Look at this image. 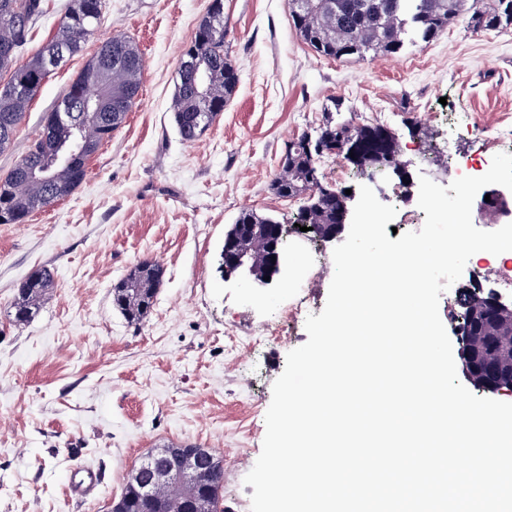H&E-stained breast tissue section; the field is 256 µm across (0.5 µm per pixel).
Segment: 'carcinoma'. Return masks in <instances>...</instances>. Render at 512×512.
Instances as JSON below:
<instances>
[{
    "instance_id": "carcinoma-1",
    "label": "carcinoma",
    "mask_w": 512,
    "mask_h": 512,
    "mask_svg": "<svg viewBox=\"0 0 512 512\" xmlns=\"http://www.w3.org/2000/svg\"><path fill=\"white\" fill-rule=\"evenodd\" d=\"M43 0H0V152L12 142L32 100L38 95L54 68L47 66L45 50L55 44L67 48L71 57L83 50L94 28L101 23L106 0H70L54 35L25 63L16 53L30 40L32 25L43 14ZM301 18H292L301 39L318 54L336 59L362 60L369 53L395 54L406 39L427 42L448 27L456 17L467 14L473 28L507 29L512 27V0H487L482 12L472 10L473 0H306ZM224 3L211 0L207 15L199 23L194 39L182 51L173 96L174 119L181 138L197 140L212 124L236 91L237 69L224 44ZM13 54L1 55L3 50ZM112 51L124 58L109 66L93 56L67 88L73 119L55 117L44 120L42 132L32 148L16 163L15 171L0 183V224H21L33 213L52 206L71 194L85 179L86 164L112 132L125 121L139 99L144 60L137 44L123 33L112 36ZM197 55L199 71L185 68L184 60ZM98 90L99 111H83L84 96ZM353 130L351 146L357 147L366 165L381 155H397L394 136L380 126L336 123L332 113L312 136L303 134L288 142L281 158L282 172L272 183L282 198L305 196L306 202L297 220L323 234L339 224V213L346 194L322 184L318 162L336 147V133ZM72 150L73 164L56 161V154ZM46 165L50 179L30 181L25 168ZM278 220L244 208L230 230L234 242L225 246L231 257L240 248L249 252L255 278L269 272L265 240L275 232ZM163 268L152 261L137 264L112 289V303L130 323L142 322L150 313L163 278ZM53 276L41 269L29 275L18 288L12 303L13 322H28L42 307ZM478 292L459 291L456 299L462 335L472 336L484 357L492 362L512 358V324L483 316L482 305L474 304ZM224 465L203 467L191 481L174 479L162 486L153 505L142 499L138 483L129 479L109 512H187L191 504L202 500L206 512H224L221 490Z\"/></svg>"
}]
</instances>
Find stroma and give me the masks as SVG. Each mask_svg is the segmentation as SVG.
<instances>
[{"mask_svg":"<svg viewBox=\"0 0 512 512\" xmlns=\"http://www.w3.org/2000/svg\"><path fill=\"white\" fill-rule=\"evenodd\" d=\"M211 0H107L83 52L56 69L31 102L0 181L26 153L98 44L121 32L140 47V99L87 163L82 184L22 224H0V512H107L141 457L197 444L224 461L226 512H250L253 468L266 433L272 386L288 353L308 339L305 316L324 309L333 244L294 234L290 270L273 286L225 280L224 234L253 208L288 222L300 199L271 189L285 147L336 120L388 129L410 181L446 186L457 163L492 160L481 129L512 123V28L473 30L453 20L431 41L363 60L328 58L302 41L288 0H224L225 44L240 82L196 141H182L171 109L176 71ZM382 203L406 233L425 213L391 174ZM164 275L137 325L112 304V288L142 261ZM50 270L54 286L27 323L11 305L19 284ZM279 326V344H249ZM74 465L104 476L76 499Z\"/></svg>","mask_w":512,"mask_h":512,"instance_id":"35a3bbf8","label":"stroma"}]
</instances>
